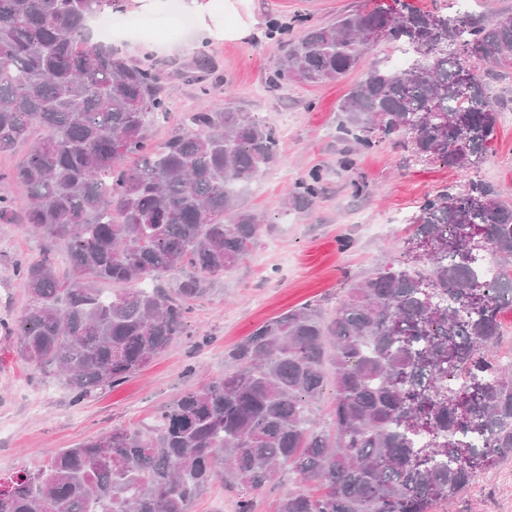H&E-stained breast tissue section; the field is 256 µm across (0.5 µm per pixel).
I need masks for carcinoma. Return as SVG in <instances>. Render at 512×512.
I'll use <instances>...</instances> for the list:
<instances>
[{"label":"carcinoma","mask_w":512,"mask_h":512,"mask_svg":"<svg viewBox=\"0 0 512 512\" xmlns=\"http://www.w3.org/2000/svg\"><path fill=\"white\" fill-rule=\"evenodd\" d=\"M122 0H0V155L27 145L12 174L26 189L21 223L66 247L18 260L27 296L11 329L18 354L63 383L76 402L123 383L185 334L189 303L231 271L264 230L244 186L278 161L267 120L243 112L188 113L160 143L167 74L92 42L90 20ZM284 54L270 82L334 81L358 63L370 32L413 48L439 46L401 69L369 65L340 106L353 151L393 135L420 162L470 169L497 137L493 68H512V12L487 21L400 2L343 14L298 34L274 19ZM476 57L488 69L460 75ZM42 136L31 140L33 130ZM467 141V153L450 146ZM315 168L288 210L324 190ZM16 203L0 195V221ZM412 239L433 249L386 261L348 289L330 316L292 308L224 352V374L176 395L140 428L50 453L0 482V512H190L216 479L240 490L236 512L283 472L294 482L277 512H431L477 474L512 456V364L493 348L512 308V201L471 180L429 196ZM188 272L174 288L161 283ZM92 278L90 286L85 279ZM481 304L469 303L473 291ZM335 403L316 417L328 378Z\"/></svg>","instance_id":"cac0c4a2"}]
</instances>
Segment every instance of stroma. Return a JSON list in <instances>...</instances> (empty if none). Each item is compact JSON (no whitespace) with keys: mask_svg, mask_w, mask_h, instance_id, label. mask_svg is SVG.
Here are the masks:
<instances>
[{"mask_svg":"<svg viewBox=\"0 0 512 512\" xmlns=\"http://www.w3.org/2000/svg\"><path fill=\"white\" fill-rule=\"evenodd\" d=\"M393 0H239L238 14L248 25L244 38L211 37L202 48L196 30L172 33V12H185V0H126L125 12L149 18V36L116 35L112 45L125 58L146 55L173 64L168 88L171 107L151 131L152 142L165 139L182 120L186 107L214 112L234 108L267 119L279 130L277 163L248 186L245 203L263 216L269 230L231 271L211 283L210 292L191 301L186 334L140 372L116 388L83 404L72 402L58 381L44 378L21 360L13 338L0 333V477L38 465L53 450L70 448L115 427L148 422L177 393L196 386L200 373L224 372V351L260 324L308 302L334 310L348 288L386 257L399 256L411 225L391 224L395 212L413 213L426 196L448 185L480 178L512 201V74L492 80L493 99L503 102L497 138L487 160L469 170L412 161L403 144L384 140L360 153L351 171L338 166L345 144L337 126L339 104L364 78L374 62L390 63L396 48L368 45L359 63L343 79L318 85L292 83L272 87L270 78L283 53L267 34L277 18L292 25L322 24L337 15L392 5ZM206 51L214 71L205 83L180 75ZM314 168L323 169V193L303 211H284L279 202ZM350 238L340 249L338 241ZM44 243L19 224L0 223V322L16 323L26 297L13 267L21 258L39 257ZM435 512H512V457L477 475L472 487Z\"/></svg>","mask_w":512,"mask_h":512,"instance_id":"35a3bbf8","label":"stroma"}]
</instances>
